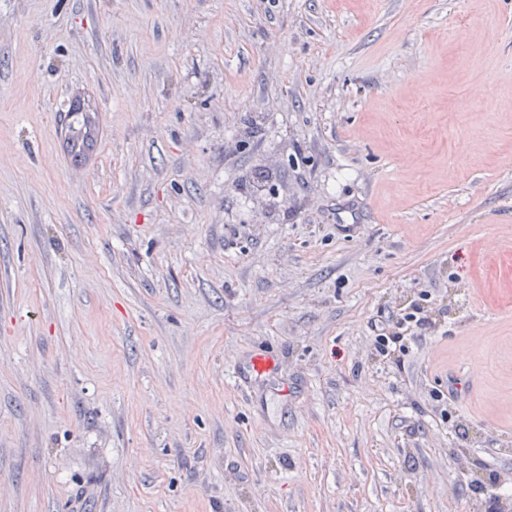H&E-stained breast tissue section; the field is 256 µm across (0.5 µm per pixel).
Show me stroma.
<instances>
[{
	"instance_id": "35a3bbf8",
	"label": "stroma",
	"mask_w": 512,
	"mask_h": 512,
	"mask_svg": "<svg viewBox=\"0 0 512 512\" xmlns=\"http://www.w3.org/2000/svg\"><path fill=\"white\" fill-rule=\"evenodd\" d=\"M492 474L512 0H0V512H487ZM64 150L77 163L92 157L98 146L96 113L87 107L82 112H70Z\"/></svg>"
}]
</instances>
